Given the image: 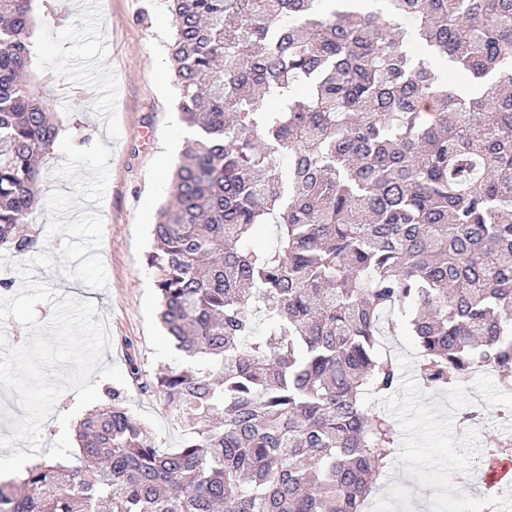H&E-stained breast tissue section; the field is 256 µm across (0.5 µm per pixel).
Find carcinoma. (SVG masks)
Masks as SVG:
<instances>
[{"instance_id": "carcinoma-1", "label": "carcinoma", "mask_w": 512, "mask_h": 512, "mask_svg": "<svg viewBox=\"0 0 512 512\" xmlns=\"http://www.w3.org/2000/svg\"><path fill=\"white\" fill-rule=\"evenodd\" d=\"M197 132L153 224L161 320L192 359L143 388L184 432L155 446L123 392L0 512H361L394 461L381 337L431 389L512 378V0H166ZM32 0H0V245L58 134L24 82ZM446 65L479 98L440 76ZM279 242L263 243L264 227Z\"/></svg>"}]
</instances>
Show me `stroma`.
I'll return each instance as SVG.
<instances>
[{
	"label": "stroma",
	"instance_id": "stroma-1",
	"mask_svg": "<svg viewBox=\"0 0 512 512\" xmlns=\"http://www.w3.org/2000/svg\"><path fill=\"white\" fill-rule=\"evenodd\" d=\"M33 7L40 23L27 81L59 129L31 218L55 265L35 267L34 278L59 295L91 301L105 323L110 346L92 376L99 405L109 404V389H120L161 447L176 448L182 430L127 373L132 355L147 380L184 364L159 322L147 265L151 226L172 198L173 172L190 136L170 59L172 17L165 0H35ZM385 344L400 382L378 404L397 429L398 447L369 512H512V499L476 482L488 448L512 458V423H495L512 409V379L488 369L457 388L433 390L416 374L412 337ZM475 410L480 419L461 430L460 418ZM452 474L461 478L453 488Z\"/></svg>",
	"mask_w": 512,
	"mask_h": 512
}]
</instances>
